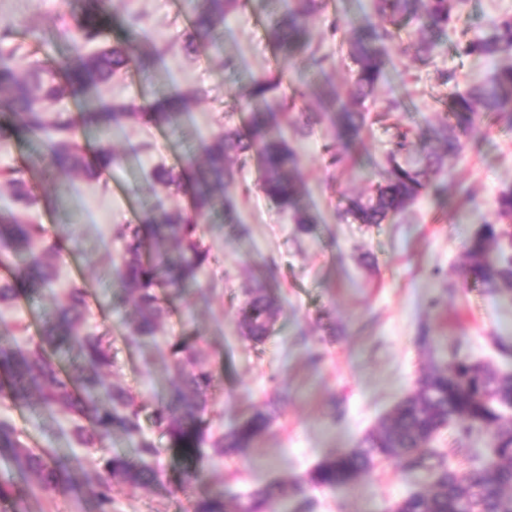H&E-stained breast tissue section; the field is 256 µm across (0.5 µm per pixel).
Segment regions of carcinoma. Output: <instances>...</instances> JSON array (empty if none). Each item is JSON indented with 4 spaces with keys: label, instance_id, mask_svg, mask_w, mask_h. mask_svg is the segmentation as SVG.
Instances as JSON below:
<instances>
[{
    "label": "carcinoma",
    "instance_id": "carcinoma-1",
    "mask_svg": "<svg viewBox=\"0 0 512 512\" xmlns=\"http://www.w3.org/2000/svg\"><path fill=\"white\" fill-rule=\"evenodd\" d=\"M265 0H190L192 31L185 48L195 52L215 45L224 20L243 7ZM463 0H374L380 22L369 23L351 36L342 33L336 17L326 20L325 35L339 41L354 65L349 101L336 113L340 137L355 141L366 126L365 102L373 97L383 76L384 51L400 28L419 22L412 43L413 59L432 63L438 38L457 17ZM325 8L324 0H294V6L271 17L267 36L271 46L285 58L299 52L309 55L312 66L324 58L308 39L311 17ZM112 15L109 0H83L74 21L52 20L57 37L70 53L55 64L24 69L17 48H3L12 26L0 27V105L10 121L0 123V145L25 136L40 145L48 170L59 180L77 177L97 179L138 156L145 146L131 145L117 151L112 132L127 124L141 123L172 133L187 118L197 94L171 89L163 94L143 90L130 100L106 101L100 86L134 67L150 70L152 50L142 47L135 54L128 45L139 41L134 26L124 27L118 44L85 54L86 46L103 39ZM465 54L496 61L512 50V17L491 23L490 32L457 43ZM281 76H261L251 81L239 101L242 114L237 125L199 142L185 164L159 165L152 171L153 184L165 197L143 209L135 224H116L112 241L119 244L113 258L111 305L115 311L134 307L125 322L127 339L136 343L155 335L164 318L174 311L184 287L197 284L211 262L203 241L201 224L212 217L243 233L234 215V205L224 200V189L239 180L247 163L255 158V186L281 213L289 214L298 231L307 233L315 219L300 206L299 155L288 139V130L299 136L310 132L311 117L296 110V98L281 92ZM79 96L78 111H48L46 103L65 94ZM495 123L512 126V64L495 66L486 81L449 96L448 112L433 129L432 142L416 145L408 132L394 136L387 154L383 179L368 196L346 199L344 213L359 224H386L403 213L420 196L445 192L436 176L448 160L460 155L464 140L474 131L477 114ZM0 192L27 210L42 202L33 192L29 169L18 165L0 170ZM180 197L185 204L168 205L165 199ZM512 241V187L502 189L495 200V218L477 225L465 244L463 277L466 283L504 290L512 294V258L503 254V244ZM65 251H79L67 233L53 234L41 224L22 219L7 209L0 212V266L10 269L0 279V307L13 306L23 296L39 294L57 279V262ZM245 288L238 328L258 344L270 336L279 315L271 291L273 266ZM15 329L0 331V398L23 407L36 403L50 416L67 412L73 416L70 437L80 445L103 443L116 436L139 438L136 458L125 454L101 457L94 477L85 480L95 512H112V487L125 484L149 487L157 481L151 459L159 449L141 438L140 409L124 388L105 382L114 355L105 337L89 330L88 294L82 282L73 280L57 299L37 339L24 345L8 340ZM73 352L79 359L76 373L61 363L59 354ZM168 359L176 373L166 395L153 411L154 424L167 436L168 444L184 462L177 486L188 489L198 480L210 445L213 454L241 453L262 435L269 414L257 411L220 437L208 440L205 415L209 395L218 381L205 366L206 356L194 333H182L168 342ZM512 373L499 372L487 364L456 356L448 364L434 362L421 378L417 390L403 398L360 443L322 461L310 474L320 487H350L381 460L403 462L414 470L432 473L429 486L397 504L396 512H512ZM445 427L462 433L457 453L467 456L466 442L474 433H487L491 455L462 479L447 454L431 447ZM0 459L9 463L11 481L0 482V503L24 493L31 475L45 491L64 493L78 482L74 469L54 448H30L21 439L13 421L0 417ZM284 484L253 493L239 512H269L274 501L288 499ZM191 512H229L224 496L198 497Z\"/></svg>",
    "mask_w": 512,
    "mask_h": 512
}]
</instances>
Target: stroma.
I'll list each match as a JSON object with an SVG mask.
<instances>
[{
    "instance_id": "obj_1",
    "label": "stroma",
    "mask_w": 512,
    "mask_h": 512,
    "mask_svg": "<svg viewBox=\"0 0 512 512\" xmlns=\"http://www.w3.org/2000/svg\"><path fill=\"white\" fill-rule=\"evenodd\" d=\"M289 0H270L267 8L230 15L224 22L223 49L186 52L191 13L187 0H112L120 26L135 21L142 40L153 48L155 66L144 74L129 69L101 86L107 99L127 100L141 87L159 91L202 90L178 136L132 123L115 139L117 147L142 146L136 160L97 179L79 178L58 188L44 173L34 146L24 138L0 147V166L29 164L32 183L50 203L33 211L49 230L66 225L81 247L63 254L53 292L19 299L0 308V321L26 325L37 335L54 308V296L72 280L88 290L89 325L108 336L115 364L112 382L125 387L140 408L143 437L162 450L155 461L160 473L148 488L116 485L113 512H189L194 498L223 495L230 506L246 504L251 492L277 482L298 489L275 512H394L396 504L426 483V477L399 463L382 461L348 488L316 487L310 472L336 452L352 448L405 396L412 393L431 361L446 363L454 355L512 371V356H503L499 341L512 344V297L466 286L461 266L464 242L475 224L493 218L495 198L512 186V128L477 118V132L459 158L438 176L448 199L421 197L387 224H359L344 214L345 198L370 193L385 167V154L396 129L423 141L429 127L444 118L453 89L484 81L493 63L459 54L455 44L462 28L487 31L490 21L512 16V0H468L458 21L439 39L434 65L412 59V39L400 33L385 50L386 65L370 118L350 157L329 166L325 146L337 143L336 127L320 98L347 95L352 61L337 55L324 35L327 16L346 23L347 32L374 20L372 0H327L323 15L311 25L313 43L327 60L312 93L298 101L317 122L310 135L294 138L300 153L302 206L316 222L297 232L288 215L278 213L260 193L243 197L238 186L227 195L245 228L237 235L228 226L208 224L204 238L211 264L201 284L189 287L156 336L131 344L125 313L108 306L115 248L110 229L136 223L140 202L153 198L150 171L173 166L185 145L209 137L240 121L238 102L252 79L283 71L292 89L302 88L310 62L300 55L276 54L266 37L272 13L285 11ZM80 0H0V25L11 24L13 43L24 46L23 65L50 64L66 47L55 43L54 16L79 14ZM234 59L225 69V56ZM455 73L456 85H444L440 72ZM274 262L273 288L280 312L274 331L261 344L242 336L237 326L243 289L255 264ZM198 333L206 365L217 370L212 391L210 433L224 434L254 410L271 413L269 429L245 452L214 458L200 482L187 490L173 478L181 464L167 450L166 437L153 423V410L173 377L165 342L182 331ZM0 415L12 419L32 448H59L80 471L91 472L101 455L68 434L70 417L51 418L28 408L0 402ZM23 512H93L81 489L64 494L33 490Z\"/></svg>"
}]
</instances>
